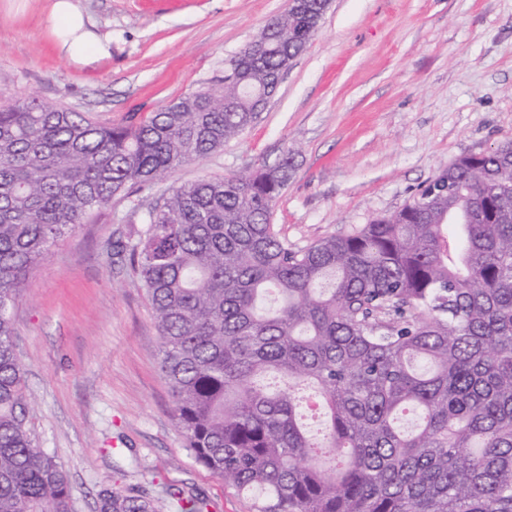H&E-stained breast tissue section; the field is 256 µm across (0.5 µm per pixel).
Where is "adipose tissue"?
I'll use <instances>...</instances> for the list:
<instances>
[{
	"label": "adipose tissue",
	"instance_id": "1",
	"mask_svg": "<svg viewBox=\"0 0 512 512\" xmlns=\"http://www.w3.org/2000/svg\"><path fill=\"white\" fill-rule=\"evenodd\" d=\"M49 23L59 52L87 67L109 56L110 41L100 37L75 0H50Z\"/></svg>",
	"mask_w": 512,
	"mask_h": 512
}]
</instances>
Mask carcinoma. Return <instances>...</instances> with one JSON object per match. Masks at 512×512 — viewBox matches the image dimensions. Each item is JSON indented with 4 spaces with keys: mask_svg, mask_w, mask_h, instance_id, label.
<instances>
[{
    "mask_svg": "<svg viewBox=\"0 0 512 512\" xmlns=\"http://www.w3.org/2000/svg\"><path fill=\"white\" fill-rule=\"evenodd\" d=\"M319 5L275 19L258 64L117 126L18 99L0 107V512H71L67 473L27 424L13 308L50 247L116 194L202 161L255 120L306 49ZM294 167L183 185L126 247L150 300L186 450L255 512H512V142L459 156L400 210L303 249L271 224ZM317 390L325 430L302 422ZM409 410L418 422L403 431ZM173 512H208L171 493ZM96 512H157L102 489Z\"/></svg>",
    "mask_w": 512,
    "mask_h": 512,
    "instance_id": "1",
    "label": "carcinoma"
}]
</instances>
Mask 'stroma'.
Instances as JSON below:
<instances>
[{
  "mask_svg": "<svg viewBox=\"0 0 512 512\" xmlns=\"http://www.w3.org/2000/svg\"><path fill=\"white\" fill-rule=\"evenodd\" d=\"M112 55L60 56L47 0H0V106L19 98L126 123L224 73L288 0H76ZM512 141V0H332L265 112L222 151L92 210L28 274L14 309L28 426L69 476L72 512L104 486L168 507L194 490L211 512H254L190 456L160 369L146 291L116 245L181 185L294 157L271 222L302 249L391 214L463 154Z\"/></svg>",
  "mask_w": 512,
  "mask_h": 512,
  "instance_id": "35a3bbf8",
  "label": "stroma"
}]
</instances>
